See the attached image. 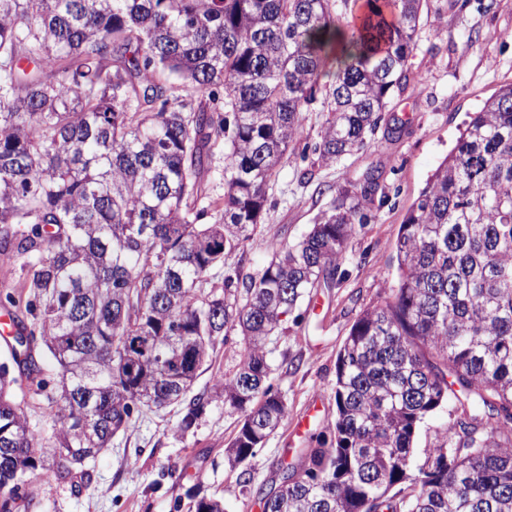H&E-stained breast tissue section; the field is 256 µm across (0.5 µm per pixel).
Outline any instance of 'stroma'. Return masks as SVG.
Listing matches in <instances>:
<instances>
[{
	"mask_svg": "<svg viewBox=\"0 0 512 512\" xmlns=\"http://www.w3.org/2000/svg\"><path fill=\"white\" fill-rule=\"evenodd\" d=\"M423 20L412 70L420 82L394 96L391 112L405 122L399 141L375 137L358 154L318 170L319 182L359 180L380 168L386 204H369V224L348 243L337 284L304 302L301 324L285 323L271 343L270 381L285 397L288 417L251 458L253 488L278 485L281 464L294 462L328 429L336 407V356L347 330L367 306L384 301L396 275L395 241L408 207L453 148L470 112L512 82V0H440ZM300 156L280 167L268 193L263 222L228 267L258 272L273 250L296 242L328 208L330 193L294 176ZM178 406L143 407L125 432L90 467L81 491L30 477L32 512H189L195 495L223 497L227 512H260L224 450L239 418L213 401L189 430L180 428Z\"/></svg>",
	"mask_w": 512,
	"mask_h": 512,
	"instance_id": "obj_1",
	"label": "stroma"
}]
</instances>
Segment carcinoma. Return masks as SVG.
Wrapping results in <instances>:
<instances>
[{"label": "carcinoma", "instance_id": "carcinoma-1", "mask_svg": "<svg viewBox=\"0 0 512 512\" xmlns=\"http://www.w3.org/2000/svg\"><path fill=\"white\" fill-rule=\"evenodd\" d=\"M0 0V252L27 258L0 363V512H31L38 469L78 492L142 406L239 414L241 468L288 417L269 382L272 337L336 278L382 171L333 199L257 273L224 269L262 224L304 112L329 166L363 149L410 81L433 0ZM224 144L221 215L206 182ZM398 280L362 310L336 361V418L260 488L262 512H512V83L470 120L407 209ZM220 278L216 288L211 280ZM238 332L232 374L195 391ZM59 381H52V372ZM29 397L53 412L36 454ZM448 409L415 461L425 420ZM194 512H224L203 496Z\"/></svg>", "mask_w": 512, "mask_h": 512}]
</instances>
